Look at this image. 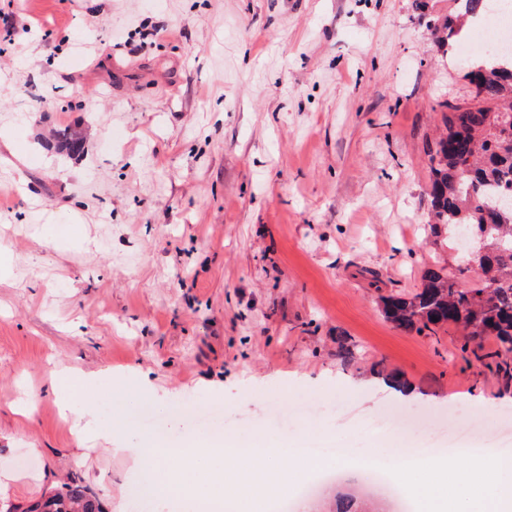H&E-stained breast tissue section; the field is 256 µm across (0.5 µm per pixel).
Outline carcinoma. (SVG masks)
<instances>
[{
	"mask_svg": "<svg viewBox=\"0 0 512 512\" xmlns=\"http://www.w3.org/2000/svg\"><path fill=\"white\" fill-rule=\"evenodd\" d=\"M461 11L434 23L443 33L438 47L447 50L465 18L485 16L488 0H460ZM472 86L470 104L446 105L445 133L427 148L430 169V234L438 239L465 226L485 254L470 287L458 289L442 270L425 266L413 294L383 302L385 318L396 327L418 332L445 325L469 336H493L500 351L512 354V210H494L512 196V55L490 51L464 65ZM59 150L82 152L80 133L57 132ZM21 512H103L100 499L71 478L61 490L41 497Z\"/></svg>",
	"mask_w": 512,
	"mask_h": 512,
	"instance_id": "cac0c4a2",
	"label": "carcinoma"
}]
</instances>
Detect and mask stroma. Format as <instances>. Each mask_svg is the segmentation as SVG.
<instances>
[{
	"label": "stroma",
	"instance_id": "stroma-1",
	"mask_svg": "<svg viewBox=\"0 0 512 512\" xmlns=\"http://www.w3.org/2000/svg\"><path fill=\"white\" fill-rule=\"evenodd\" d=\"M458 0H0V504L74 473L107 512H195L146 489L129 429L365 459L447 422L512 427V354L455 326L397 328L383 298L423 267L459 287L455 241L426 232L424 148L471 87L427 18ZM86 136L82 155L51 143ZM89 385L111 445L78 447L52 392ZM392 415L402 431L372 432Z\"/></svg>",
	"mask_w": 512,
	"mask_h": 512
}]
</instances>
